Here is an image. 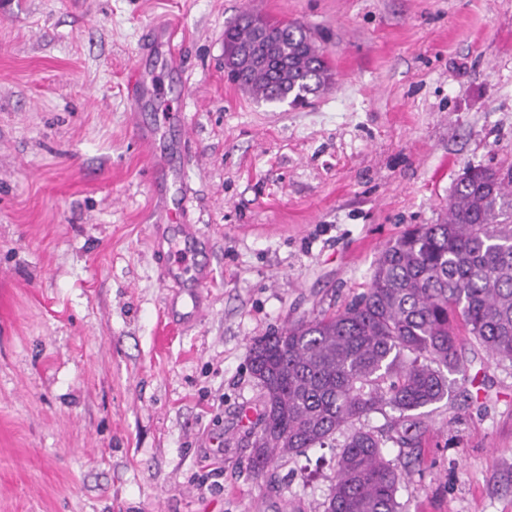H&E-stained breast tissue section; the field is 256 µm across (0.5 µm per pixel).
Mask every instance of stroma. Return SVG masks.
<instances>
[{
    "label": "stroma",
    "instance_id": "obj_1",
    "mask_svg": "<svg viewBox=\"0 0 512 512\" xmlns=\"http://www.w3.org/2000/svg\"><path fill=\"white\" fill-rule=\"evenodd\" d=\"M247 10L310 27L333 85L294 107L231 80L224 29ZM165 22L181 59L154 60L131 116L127 74ZM137 121L214 277L166 337ZM505 159L512 0H0V512H324L347 434L255 476L250 341L343 310L468 167ZM458 352L468 382L415 447L384 445L399 512H512V363L466 335ZM204 313L205 308L201 301L199 291L191 289L188 292V299L182 304L181 310H172V316H176V321L179 323L174 322V320H170V322L186 327L200 320Z\"/></svg>",
    "mask_w": 512,
    "mask_h": 512
}]
</instances>
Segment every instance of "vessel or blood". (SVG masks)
I'll return each mask as SVG.
<instances>
[{
  "label": "vessel or blood",
  "mask_w": 512,
  "mask_h": 512,
  "mask_svg": "<svg viewBox=\"0 0 512 512\" xmlns=\"http://www.w3.org/2000/svg\"><path fill=\"white\" fill-rule=\"evenodd\" d=\"M173 45L174 31L166 26H154L149 29L144 39L143 57H150L158 44ZM127 96L132 105H139L144 98L154 96L157 90L155 78L141 68H134L126 84ZM135 132L140 140L143 152L147 158V164L154 175L156 187L167 188L170 179L175 176L171 160H162L155 156L153 150V131L145 125H136ZM180 198L176 209L168 211L167 221L153 226L151 232L153 247L169 245L181 250V259L178 262H165L159 268L162 281L181 282L183 277H191L195 284L194 289L189 290L188 298L183 303L181 310L176 311L175 316L181 326H189L200 320L205 308L199 295L200 287L206 286L212 279V272L205 265L195 259V251L191 244L195 239L193 225L184 223L192 195L187 185H180Z\"/></svg>",
  "instance_id": "obj_1"
}]
</instances>
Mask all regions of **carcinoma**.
Masks as SVG:
<instances>
[{
  "label": "carcinoma",
  "mask_w": 512,
  "mask_h": 512,
  "mask_svg": "<svg viewBox=\"0 0 512 512\" xmlns=\"http://www.w3.org/2000/svg\"><path fill=\"white\" fill-rule=\"evenodd\" d=\"M290 74L278 57L240 74L259 100L307 101L332 83V68L302 23L282 33ZM253 41L241 17L224 29V55ZM465 333L493 360L512 363V163L470 167L440 224H421L379 254L366 291L341 311L287 325L253 340L248 366L258 388L257 429L246 434L258 476L286 454L322 448L371 414L398 413L397 442L408 445L417 411L467 381L457 351ZM384 441L358 428L336 462L326 512H398L402 472Z\"/></svg>",
  "instance_id": "obj_1"
}]
</instances>
